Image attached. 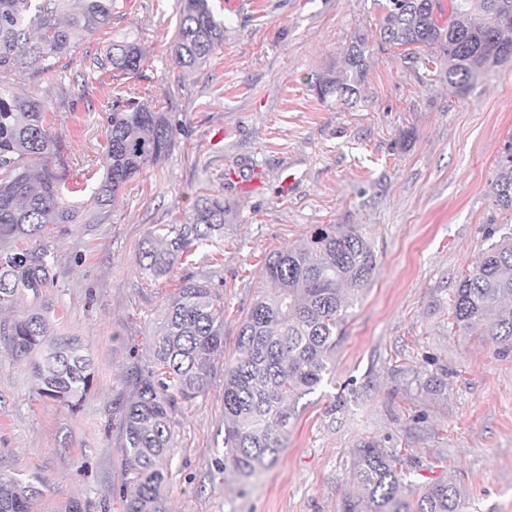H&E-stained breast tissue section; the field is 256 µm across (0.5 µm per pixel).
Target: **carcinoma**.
<instances>
[{
    "label": "carcinoma",
    "instance_id": "obj_1",
    "mask_svg": "<svg viewBox=\"0 0 512 512\" xmlns=\"http://www.w3.org/2000/svg\"><path fill=\"white\" fill-rule=\"evenodd\" d=\"M171 59L198 69L224 41L208 0H178ZM448 25L436 20L433 0H385L379 42L406 49L404 59L435 65L436 74L465 95L473 81L512 61V0H451ZM115 0H0V309L24 294L35 302L25 316L0 323L11 356L33 369L42 396L82 404L93 365L80 339L50 331L52 305L43 288L54 257L42 240L59 224H80L77 206L60 202V181L49 165L55 150L49 111L33 95L13 89L16 77L51 74L71 51L72 35H91L112 23ZM425 47L436 55L423 56ZM370 46L359 35L344 67L316 83L320 99L351 101L368 70ZM143 61L133 41L112 43L92 61L102 74L135 72ZM107 147L97 167L91 200L104 208L151 162L167 156L176 129L167 113L135 100L112 107ZM496 206L512 210V155L491 182ZM224 197L202 195L184 224L148 231L139 255L142 277H167L188 253L224 243ZM376 261L357 227L326 224L269 257L254 302L240 322L234 354L224 360V468L250 478L271 467L288 441L298 400L333 369L348 310L369 283ZM457 327L484 329L497 353H512V228L488 234L476 264L461 275L452 300ZM224 354V302L213 284L183 280L167 299L150 339V366L137 371L134 395L122 417L126 482L124 512H168L167 480L175 457L173 415L179 403L205 394L214 360ZM411 472L377 440L353 450L349 478L356 493L338 512H462L454 479L412 489ZM45 482L0 477V512H31Z\"/></svg>",
    "mask_w": 512,
    "mask_h": 512
}]
</instances>
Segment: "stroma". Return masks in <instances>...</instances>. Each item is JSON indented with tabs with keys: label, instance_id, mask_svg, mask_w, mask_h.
Segmentation results:
<instances>
[{
	"label": "stroma",
	"instance_id": "obj_1",
	"mask_svg": "<svg viewBox=\"0 0 512 512\" xmlns=\"http://www.w3.org/2000/svg\"><path fill=\"white\" fill-rule=\"evenodd\" d=\"M209 6L224 42L200 69L169 57L177 0H117L111 26L77 35L54 75L15 85L51 114L63 204L94 217L53 230L46 290L53 333L84 339L94 383L77 409L44 398L28 363L0 344V474L46 480L32 512H59L72 498L87 512H123L122 412L166 298L185 277L209 280L232 354L268 257L317 225L352 224L376 267L349 310L334 371L300 399L279 460L247 480L225 471L216 359L209 391L175 415L171 512H337L364 439L394 451L416 483L454 479L462 512H512V355L454 327L450 308L488 231L512 225L490 192L512 148V62L459 96L375 40L377 0ZM359 35L371 55L357 103L320 99L315 83L341 68ZM126 38L142 49L139 70L94 72L92 58ZM127 98L168 113L176 142L101 212L86 171L106 146L113 104ZM205 193L231 207L223 252L200 249L167 278H142L147 232L184 223Z\"/></svg>",
	"mask_w": 512,
	"mask_h": 512
}]
</instances>
